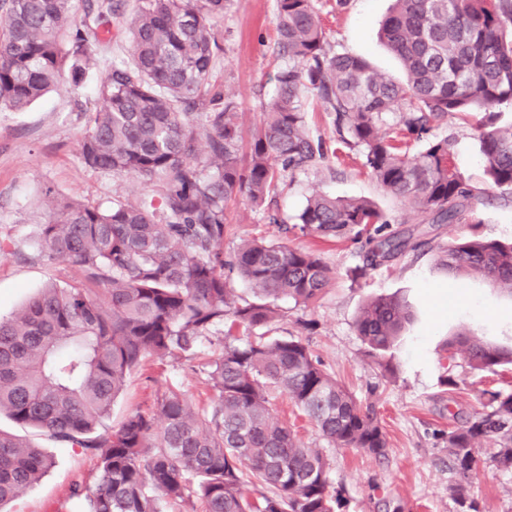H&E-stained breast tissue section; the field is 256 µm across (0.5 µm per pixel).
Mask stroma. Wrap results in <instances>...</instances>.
<instances>
[{"label":"stroma","instance_id":"obj_1","mask_svg":"<svg viewBox=\"0 0 512 512\" xmlns=\"http://www.w3.org/2000/svg\"><path fill=\"white\" fill-rule=\"evenodd\" d=\"M391 0H316L323 20L327 47L367 57L388 77H399L396 59L379 43V23ZM214 27L224 36V54L215 73L223 77L240 104L244 128L259 121L261 106L275 86L280 65L272 48L276 40L273 0H231ZM128 53L124 39L113 40L100 62L76 88L48 93L25 110H0V317H10L51 283L81 280V271L65 262L42 257L37 231L47 216V200L75 198L106 207L115 196L130 199L146 188L129 176H114L85 166L78 143L88 112L97 105V90L113 57ZM440 133H452L453 164L478 188H485L482 157L471 125L456 117L442 123ZM339 198H368L399 224H417L418 212L384 193L360 165L356 150L328 155L317 168L296 174L276 198V211L292 220L312 190ZM224 251L232 253L241 239L263 236L295 247L316 246L331 270L323 297L309 306L280 300L273 333L297 336L308 343L328 372L335 374L361 404L373 405L387 438V454L377 458L354 449L336 448L322 438L287 398L271 391L280 418L295 430L301 446L321 450L328 458L331 479L342 487L340 512H384L386 502L402 512H456L452 499L453 474L448 468L444 440L449 428L480 410L486 390H512V369L478 372L458 364L457 388L440 382L445 370L443 347L449 336L470 332L483 339L512 344V294L490 288L477 277L461 278L437 262L438 251L463 234L486 239H512V199L495 197L480 208L479 223L444 226L433 249L408 253L391 267L356 277L362 264L358 244L348 240L313 244L296 233H282L269 223L264 208L245 197L228 202ZM395 295L414 312L392 349V371H385L361 340L355 320L371 297ZM217 337L204 339L196 353L186 357L148 358L133 372L112 406L110 426L133 412L147 409L167 387L181 388L200 407L209 404L212 391L203 363L217 358ZM54 465L42 480L6 504V512H80L82 500L74 488L90 492L98 475L95 458L79 448L39 439ZM470 494L481 512H512V472L493 467L478 471Z\"/></svg>","mask_w":512,"mask_h":512}]
</instances>
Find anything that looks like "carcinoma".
<instances>
[{
	"mask_svg": "<svg viewBox=\"0 0 512 512\" xmlns=\"http://www.w3.org/2000/svg\"><path fill=\"white\" fill-rule=\"evenodd\" d=\"M75 0H0V108L23 110L49 91L77 87L112 39L110 18L123 0H94L72 26ZM227 0H136L117 33L129 56L112 61L98 105L80 140L82 162L153 188L135 201L117 196L100 208L51 200L39 225L41 253L77 267L83 279L53 283L0 319V414L98 459V478L82 512H161V502L202 512H336L341 493L317 448L298 445L274 413L277 388L338 448L376 457L387 439L376 412L329 374L309 345L270 337L274 302L307 306L329 287L331 272L313 250L245 239L224 256L226 203L244 195L256 207L277 195L286 177L322 163L330 150L311 134L304 94L333 118L336 141L358 149L378 186L411 205L423 223L395 220L367 199L313 191L294 216L302 236L362 243L360 274L388 267L429 246L444 224H477L486 200L451 163V135L433 130L448 114L474 127L489 189L512 196V0H394L381 41L404 70L397 82L358 55L331 53L315 0H274L276 90L243 140L236 97L213 78L224 44L210 21ZM399 113L381 132L385 116ZM438 262L457 276L475 275L512 293V240L461 235ZM244 280L255 300L241 304L231 286ZM393 296L369 299L356 329L390 369L386 354L406 323ZM258 329L239 341V327ZM224 330L218 358L203 371L214 392L196 409L168 387L146 411L117 429L106 425L127 377L149 356L189 354ZM473 370L512 366V347L467 332L448 339ZM491 441L488 459L478 445ZM448 459L457 475V512H479L467 486L481 464L512 471V392L491 391L483 410L448 429ZM51 455L0 431V507L53 467ZM263 488L246 495L245 478Z\"/></svg>",
	"mask_w": 512,
	"mask_h": 512,
	"instance_id": "cac0c4a2",
	"label": "carcinoma"
}]
</instances>
